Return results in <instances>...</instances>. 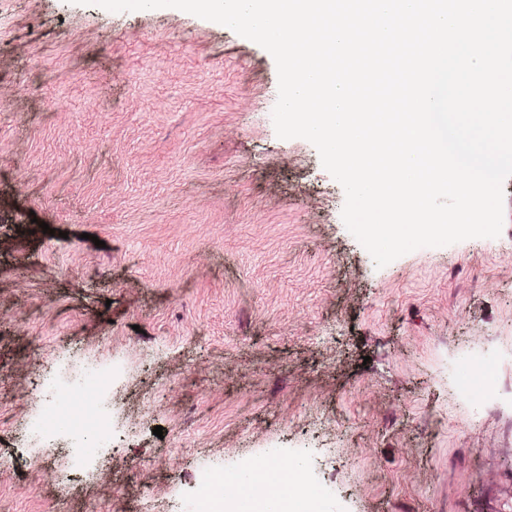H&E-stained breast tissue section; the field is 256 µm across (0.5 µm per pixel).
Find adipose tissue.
Wrapping results in <instances>:
<instances>
[{
  "label": "adipose tissue",
  "mask_w": 512,
  "mask_h": 512,
  "mask_svg": "<svg viewBox=\"0 0 512 512\" xmlns=\"http://www.w3.org/2000/svg\"><path fill=\"white\" fill-rule=\"evenodd\" d=\"M262 469L261 484L236 483L212 512H318L317 499L299 491L293 474L268 463Z\"/></svg>",
  "instance_id": "ef3b65f1"
}]
</instances>
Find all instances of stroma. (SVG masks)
I'll return each instance as SVG.
<instances>
[{"mask_svg": "<svg viewBox=\"0 0 512 512\" xmlns=\"http://www.w3.org/2000/svg\"><path fill=\"white\" fill-rule=\"evenodd\" d=\"M277 97L222 24L0 0V512H191L257 459L322 512H512V177L499 237L376 267Z\"/></svg>", "mask_w": 512, "mask_h": 512, "instance_id": "obj_1", "label": "stroma"}]
</instances>
